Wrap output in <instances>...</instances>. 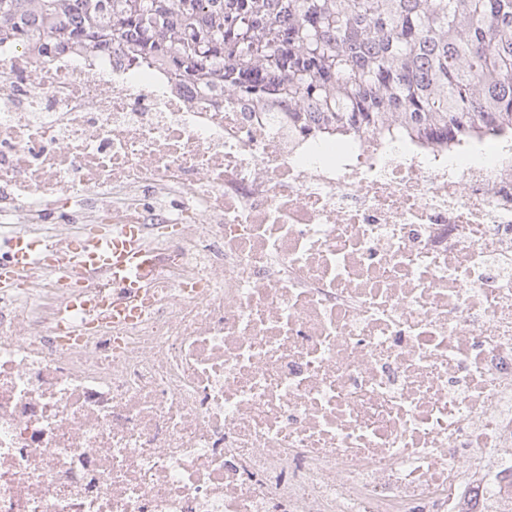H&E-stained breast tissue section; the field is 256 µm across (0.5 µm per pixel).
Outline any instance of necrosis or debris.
Segmentation results:
<instances>
[{"label": "necrosis or debris", "mask_w": 512, "mask_h": 512, "mask_svg": "<svg viewBox=\"0 0 512 512\" xmlns=\"http://www.w3.org/2000/svg\"><path fill=\"white\" fill-rule=\"evenodd\" d=\"M46 43L0 42V222L158 261L124 318L95 272L0 295V512L512 507V139L339 136Z\"/></svg>", "instance_id": "obj_1"}]
</instances>
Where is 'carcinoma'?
<instances>
[{"label":"carcinoma","instance_id":"obj_1","mask_svg":"<svg viewBox=\"0 0 512 512\" xmlns=\"http://www.w3.org/2000/svg\"><path fill=\"white\" fill-rule=\"evenodd\" d=\"M27 27L325 128L512 137V0H0V39Z\"/></svg>","mask_w":512,"mask_h":512}]
</instances>
